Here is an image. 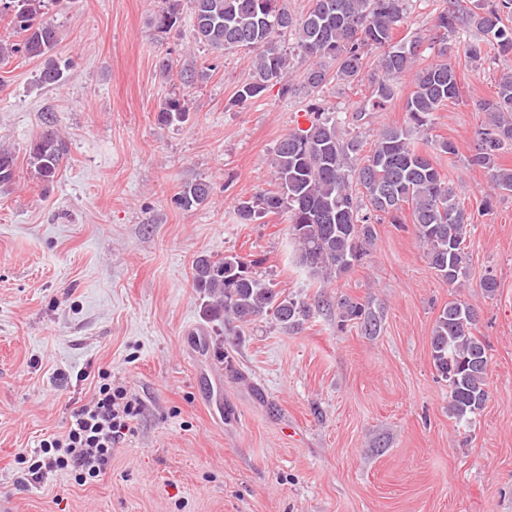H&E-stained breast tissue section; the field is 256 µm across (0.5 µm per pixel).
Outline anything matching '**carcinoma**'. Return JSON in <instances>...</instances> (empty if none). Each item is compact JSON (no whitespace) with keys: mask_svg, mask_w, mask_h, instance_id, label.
Masks as SVG:
<instances>
[{"mask_svg":"<svg viewBox=\"0 0 512 512\" xmlns=\"http://www.w3.org/2000/svg\"><path fill=\"white\" fill-rule=\"evenodd\" d=\"M181 0H162L155 17L159 29L173 27L180 15ZM409 0H311L305 14L297 16L288 0H192L193 38L214 53L247 51L253 55L252 75L238 86L236 102L248 104L270 87L281 94L300 89L311 94L331 79L343 83L362 80L368 51H382L379 69L368 80L369 95L351 116V124L369 112L385 110L400 93L399 80L413 74L415 90L406 98L407 115L402 126H386L374 147L363 156V141L355 131L342 136L344 124L338 112L318 103L308 104L310 126L290 132L277 145L274 187L237 202L240 223L251 224L268 214L287 217L288 234L296 246V264L314 278L330 279L350 271L369 255L374 225L385 220L402 223L403 206L411 207L415 235L429 265L451 287L464 285L468 277L465 242L471 232L466 212L447 179L421 149L416 136L432 125L433 113L460 96L457 72L448 60V38L473 27L483 39L465 45L466 56L487 59L485 46L494 58L512 60V28L501 23L500 11L512 9V0H459L435 18L440 32L438 60L412 71L421 46L414 37L398 43L393 33L404 22ZM61 0H0V23L17 36L0 39V63L15 56L43 61L39 82L61 85L70 63L57 56L56 27L47 19L48 7ZM296 37L300 55L311 60L302 82L290 80L291 62L280 45L286 33ZM335 71H329V65ZM487 121L476 132L471 163L486 170L492 190L512 191V169L497 159L512 145V71L502 74L495 95L478 102ZM189 118L186 100L168 99L157 112L161 125L184 123ZM54 119L30 144L28 164L43 183L59 175L66 146ZM17 175L16 157L0 145V188L11 186ZM212 194L206 181L185 185L174 197L183 210L205 205ZM256 260L238 255H201L193 264V287L200 294L208 320L237 324L241 328L271 318L295 330L311 317V305L286 296L275 284L258 276ZM340 322H353L368 336L380 331L381 316L353 298L337 300ZM478 313L460 299L448 302L439 313L431 336L432 363L450 389L448 416L466 424L483 409L487 399V346L474 334Z\"/></svg>","mask_w":512,"mask_h":512,"instance_id":"1","label":"carcinoma"}]
</instances>
